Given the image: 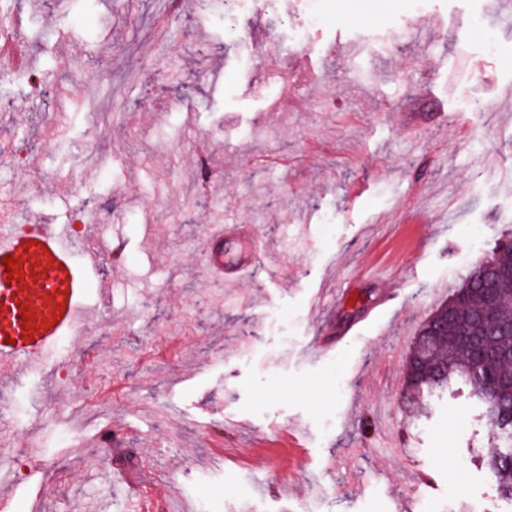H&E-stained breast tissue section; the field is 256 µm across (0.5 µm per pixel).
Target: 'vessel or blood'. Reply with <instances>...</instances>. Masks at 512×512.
<instances>
[{
  "label": "vessel or blood",
  "mask_w": 512,
  "mask_h": 512,
  "mask_svg": "<svg viewBox=\"0 0 512 512\" xmlns=\"http://www.w3.org/2000/svg\"><path fill=\"white\" fill-rule=\"evenodd\" d=\"M233 245L234 258L224 248ZM254 232L233 224L207 225L201 244L208 271L232 280L257 265ZM21 260L19 278L7 280L0 267V373L17 366L34 367L50 356L59 341L88 323L85 304L91 291L106 292L108 282H94L91 271L101 251L89 248L77 259L67 230L44 221L28 234L17 233L7 209H0V259ZM27 317H20V310Z\"/></svg>",
  "instance_id": "vessel-or-blood-1"
}]
</instances>
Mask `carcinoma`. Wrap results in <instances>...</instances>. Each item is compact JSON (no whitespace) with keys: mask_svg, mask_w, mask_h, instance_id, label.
I'll return each mask as SVG.
<instances>
[{"mask_svg":"<svg viewBox=\"0 0 512 512\" xmlns=\"http://www.w3.org/2000/svg\"><path fill=\"white\" fill-rule=\"evenodd\" d=\"M495 283L492 301L480 292V278ZM432 345L407 380L408 405L422 410L426 395L460 382L481 405L493 450L483 454L498 497L512 504V245L498 244L488 263L472 265L461 288L436 309L419 335Z\"/></svg>","mask_w":512,"mask_h":512,"instance_id":"cac0c4a2","label":"carcinoma"}]
</instances>
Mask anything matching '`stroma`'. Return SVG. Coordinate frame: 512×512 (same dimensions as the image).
Wrapping results in <instances>:
<instances>
[{
	"label": "stroma",
	"mask_w": 512,
	"mask_h": 512,
	"mask_svg": "<svg viewBox=\"0 0 512 512\" xmlns=\"http://www.w3.org/2000/svg\"><path fill=\"white\" fill-rule=\"evenodd\" d=\"M321 5L311 29L307 0H238L229 24L220 0H16L0 203L20 230L49 218L88 246L104 221L112 243L92 323L0 380L25 512H126L108 486L129 480L155 512H502L467 388L420 419L401 391L420 326L512 239V12ZM220 221L256 230L279 278L209 274Z\"/></svg>",
	"instance_id": "35a3bbf8"
}]
</instances>
